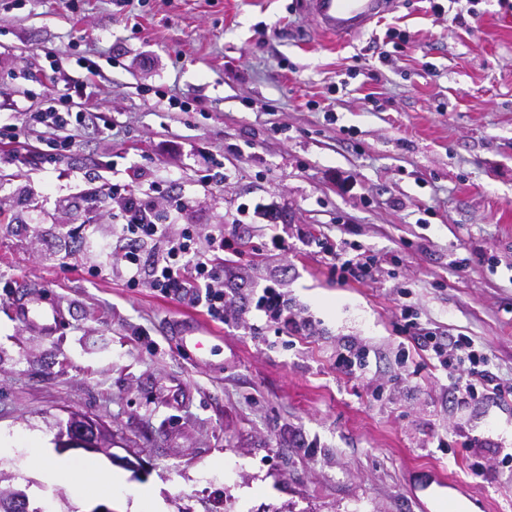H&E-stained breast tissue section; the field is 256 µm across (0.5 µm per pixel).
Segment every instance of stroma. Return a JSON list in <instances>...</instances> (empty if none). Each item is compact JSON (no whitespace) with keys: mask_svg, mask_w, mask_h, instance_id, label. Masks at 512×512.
Segmentation results:
<instances>
[{"mask_svg":"<svg viewBox=\"0 0 512 512\" xmlns=\"http://www.w3.org/2000/svg\"><path fill=\"white\" fill-rule=\"evenodd\" d=\"M438 2L396 0L341 38L317 32L301 0H0V125L50 137L29 115L64 92L52 52L96 68L104 122L77 132L59 169L0 161V431L18 438L0 475L31 506L133 512L126 491L145 486L162 512H420L410 487L439 473L470 512H512V397H453L444 370L424 359L409 377L400 354L405 304L472 338L512 383V0ZM390 29L411 42L385 43ZM132 165L160 207L190 198L181 221L201 233L247 204L236 307L279 276L315 336L214 324L127 288L119 200L68 236ZM219 166L224 183L204 185ZM303 230L382 264L339 283ZM272 231L288 245L276 256L260 249ZM34 295L61 304L59 333L15 318ZM188 322L220 336L212 366L172 352ZM354 347L369 352L357 378L336 368ZM69 409L141 456L140 472L96 457L126 490L88 494L81 474L32 467L34 446L59 455Z\"/></svg>","mask_w":512,"mask_h":512,"instance_id":"obj_1","label":"stroma"}]
</instances>
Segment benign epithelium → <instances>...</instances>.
Here are the masks:
<instances>
[{
    "instance_id": "1",
    "label": "benign epithelium",
    "mask_w": 512,
    "mask_h": 512,
    "mask_svg": "<svg viewBox=\"0 0 512 512\" xmlns=\"http://www.w3.org/2000/svg\"><path fill=\"white\" fill-rule=\"evenodd\" d=\"M57 438V447L61 449H83L102 453L112 462L136 471L143 467L140 457L131 451L124 456L112 452V431L101 420L69 411L65 427L60 429ZM0 503L11 512H28L27 495L11 486L0 488Z\"/></svg>"
}]
</instances>
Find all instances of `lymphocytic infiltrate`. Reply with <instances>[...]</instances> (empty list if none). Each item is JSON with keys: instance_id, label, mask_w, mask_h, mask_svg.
<instances>
[{"instance_id": "f902f5d3", "label": "lymphocytic infiltrate", "mask_w": 512, "mask_h": 512, "mask_svg": "<svg viewBox=\"0 0 512 512\" xmlns=\"http://www.w3.org/2000/svg\"><path fill=\"white\" fill-rule=\"evenodd\" d=\"M94 75V69H87L72 85L71 90L78 100L76 110L59 109L50 97L44 109L31 113L33 123L56 130V137L39 148L21 134L0 132V157L13 162L45 164L71 152L75 145L74 130L95 118L84 97ZM106 195L123 198L119 211L112 216V223L114 230L128 243L122 256L128 288H148L162 297L189 302L218 324L236 318L245 321L249 328L261 325L278 335L286 333L300 338L315 335L314 323L290 308L282 282L275 277L269 278L267 284L256 291L246 308L235 309L224 287L230 272L223 259L224 251L234 248V239L220 233L202 238L188 227L178 234L172 231L173 224L190 204L188 198H174L167 209L161 210L150 196L130 192L124 184H113ZM302 240L306 245L319 248L328 261L331 275L342 284L364 280L377 262L372 251L352 254L337 241L308 231L303 232ZM401 315L404 319L402 332L412 348L447 369L449 393L474 396L482 391L497 398L512 395V385L498 383L489 370L490 356L471 338L439 335L407 307Z\"/></svg>"}]
</instances>
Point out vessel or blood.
<instances>
[{"label": "vessel or blood", "mask_w": 512, "mask_h": 512, "mask_svg": "<svg viewBox=\"0 0 512 512\" xmlns=\"http://www.w3.org/2000/svg\"><path fill=\"white\" fill-rule=\"evenodd\" d=\"M395 0H303L307 15L311 16L318 31L337 37L362 34L376 19L393 10ZM20 315L25 327L55 335L61 324L58 303L42 297H29L20 304ZM214 334L207 328L193 325L176 332L170 344L173 352L192 354L199 366H206L215 350ZM456 485L441 476L419 485L418 504L422 512H452Z\"/></svg>", "instance_id": "1"}]
</instances>
